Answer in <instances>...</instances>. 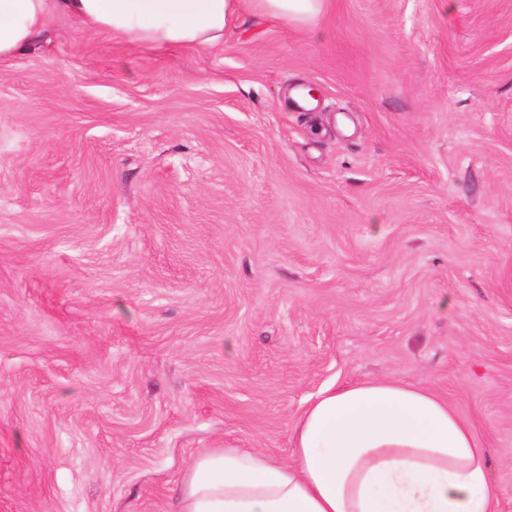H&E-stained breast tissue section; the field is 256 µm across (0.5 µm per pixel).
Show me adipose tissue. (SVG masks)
Masks as SVG:
<instances>
[{
  "label": "adipose tissue",
  "mask_w": 512,
  "mask_h": 512,
  "mask_svg": "<svg viewBox=\"0 0 512 512\" xmlns=\"http://www.w3.org/2000/svg\"><path fill=\"white\" fill-rule=\"evenodd\" d=\"M328 0H0V59L74 18L126 42L211 49L246 11L288 24ZM487 451L426 386L369 380L322 392L292 429L288 461L206 450L174 490V512H497Z\"/></svg>",
  "instance_id": "1"
}]
</instances>
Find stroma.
I'll return each mask as SVG.
<instances>
[{"label": "stroma", "instance_id": "35a3bbf8", "mask_svg": "<svg viewBox=\"0 0 512 512\" xmlns=\"http://www.w3.org/2000/svg\"><path fill=\"white\" fill-rule=\"evenodd\" d=\"M383 378L448 399L512 512V0L0 59V512H166L203 449L288 459Z\"/></svg>", "mask_w": 512, "mask_h": 512}]
</instances>
